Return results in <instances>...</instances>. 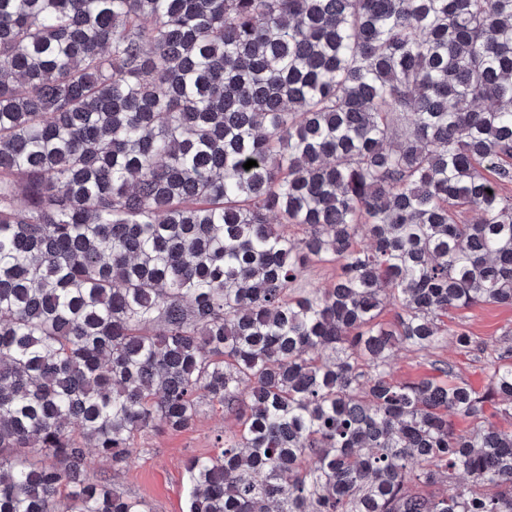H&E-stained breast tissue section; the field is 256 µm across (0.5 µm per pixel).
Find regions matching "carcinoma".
I'll list each match as a JSON object with an SVG mask.
<instances>
[{"label":"carcinoma","mask_w":512,"mask_h":512,"mask_svg":"<svg viewBox=\"0 0 512 512\" xmlns=\"http://www.w3.org/2000/svg\"><path fill=\"white\" fill-rule=\"evenodd\" d=\"M511 184L512 0H0V512L215 406L186 512H512V336L390 367L512 306ZM340 269L336 264H317L309 267L303 272L294 283L298 290H309L311 288H326L336 280ZM448 336L437 349L430 353L401 350L392 360L394 374L399 379L415 378L432 374L430 361L435 358L448 359L457 364L462 376L476 389L486 386L494 349L500 344L503 334L512 330V306L481 304L464 310H451L448 319ZM456 331H465L486 347L484 355L475 359L466 354L456 342Z\"/></svg>","instance_id":"carcinoma-1"}]
</instances>
